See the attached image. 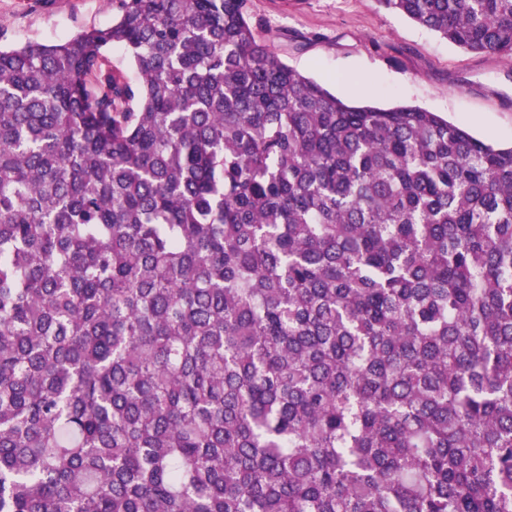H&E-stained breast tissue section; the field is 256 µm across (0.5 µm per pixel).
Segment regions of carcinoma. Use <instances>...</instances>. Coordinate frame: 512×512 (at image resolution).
Masks as SVG:
<instances>
[{"label":"carcinoma","mask_w":512,"mask_h":512,"mask_svg":"<svg viewBox=\"0 0 512 512\" xmlns=\"http://www.w3.org/2000/svg\"><path fill=\"white\" fill-rule=\"evenodd\" d=\"M380 2L512 61V0ZM0 512H512V147L245 0L0 49Z\"/></svg>","instance_id":"1"}]
</instances>
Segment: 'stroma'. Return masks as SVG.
I'll return each mask as SVG.
<instances>
[{
  "label": "stroma",
  "instance_id": "35a3bbf8",
  "mask_svg": "<svg viewBox=\"0 0 512 512\" xmlns=\"http://www.w3.org/2000/svg\"><path fill=\"white\" fill-rule=\"evenodd\" d=\"M119 0H0V46L111 25ZM257 40L355 105H417L512 144V62L464 51L379 0H246Z\"/></svg>",
  "mask_w": 512,
  "mask_h": 512
}]
</instances>
